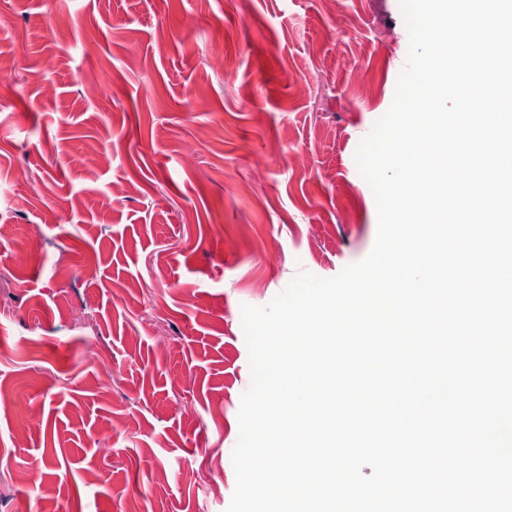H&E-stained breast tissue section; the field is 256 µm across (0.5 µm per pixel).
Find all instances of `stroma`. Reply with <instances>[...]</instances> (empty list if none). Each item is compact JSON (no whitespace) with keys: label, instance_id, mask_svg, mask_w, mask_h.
Returning a JSON list of instances; mask_svg holds the SVG:
<instances>
[{"label":"stroma","instance_id":"obj_1","mask_svg":"<svg viewBox=\"0 0 512 512\" xmlns=\"http://www.w3.org/2000/svg\"><path fill=\"white\" fill-rule=\"evenodd\" d=\"M408 52L400 0H0V512H227L241 307L371 252Z\"/></svg>","mask_w":512,"mask_h":512}]
</instances>
